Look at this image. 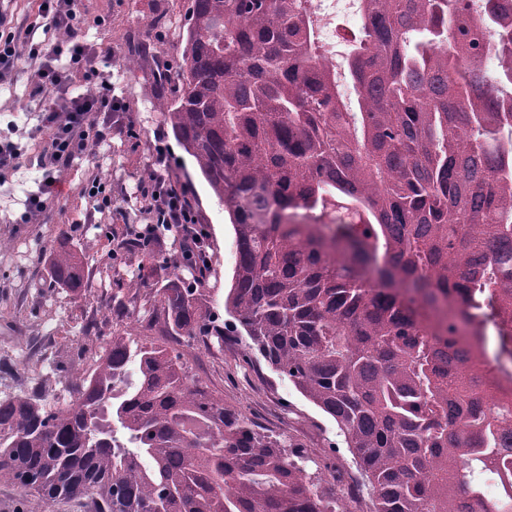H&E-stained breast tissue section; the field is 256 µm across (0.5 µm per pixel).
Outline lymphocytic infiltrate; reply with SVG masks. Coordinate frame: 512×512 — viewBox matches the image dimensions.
<instances>
[{
    "label": "lymphocytic infiltrate",
    "instance_id": "f902f5d3",
    "mask_svg": "<svg viewBox=\"0 0 512 512\" xmlns=\"http://www.w3.org/2000/svg\"><path fill=\"white\" fill-rule=\"evenodd\" d=\"M39 15L46 29L56 32L54 42L34 41L5 27V14L0 13V81L7 80L17 68L20 56L37 62L38 90L45 93L41 104V126L49 133L39 156L45 180L40 193L30 195L27 216H35L45 208L44 195L52 192V178L57 168L84 156L89 142H102L112 133L113 113L124 105L112 95L109 76L112 53L99 50L79 35V17L73 0H40ZM82 75L96 86L95 92H73V78ZM152 163L147 178L139 187L151 220L147 231L137 233V240L152 244L162 228L180 227L183 231L182 260L195 263L197 269L207 267L203 236L194 229L195 212L186 187L173 176L165 146L155 142L151 148Z\"/></svg>",
    "mask_w": 512,
    "mask_h": 512
}]
</instances>
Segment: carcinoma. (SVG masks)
Returning <instances> with one entry per match:
<instances>
[{"instance_id": "1", "label": "carcinoma", "mask_w": 512, "mask_h": 512, "mask_svg": "<svg viewBox=\"0 0 512 512\" xmlns=\"http://www.w3.org/2000/svg\"><path fill=\"white\" fill-rule=\"evenodd\" d=\"M359 2L356 111L314 0H188L155 106L232 224L224 310L335 421L374 512H512V3ZM46 262L86 287L66 232ZM181 268L162 332L191 337L210 299ZM67 390L0 397V481L47 506L348 512L178 351L114 336Z\"/></svg>"}]
</instances>
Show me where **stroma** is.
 Masks as SVG:
<instances>
[{
	"mask_svg": "<svg viewBox=\"0 0 512 512\" xmlns=\"http://www.w3.org/2000/svg\"><path fill=\"white\" fill-rule=\"evenodd\" d=\"M86 40L112 52V95L123 100L122 115L131 132L113 131L111 138L64 169L57 197L42 215L22 222L26 193L37 191L41 173L36 159L43 137H31L41 101L35 93L36 66L21 60L10 80L0 82V134L11 136L24 148L22 167L0 171V393L10 394L40 386L48 402L59 406L69 400L63 380L79 362L94 366L95 356L113 337L138 341L158 338L160 312L156 292L165 282L163 260L179 257L182 232L164 230L152 245L155 263L141 252L121 248L132 229H144L147 215L139 192L151 164L149 145L162 133L172 172L189 186L199 225L206 232L209 268L198 287L214 298L212 314L223 336L180 338L177 347L196 377L217 391L226 405L260 426L265 433L283 436L303 447L309 474L336 483V493L350 512H371L372 492L367 482L356 491L337 483L341 473L358 466L337 433L335 422L308 403L274 372L261 356L250 351L224 311V296L235 265L233 229L224 207L214 196L189 156L174 136L163 113L152 105L159 91L160 64H176L180 46L167 33L176 19L181 0H75ZM363 26L358 9H337L332 35L321 44L336 66H343L350 42ZM151 44V59L137 69L126 66L134 45ZM99 178L112 189V203L91 207L85 189ZM67 231L89 266L88 285L72 292L54 285L46 265V252L59 231ZM133 272L137 290L127 281L102 277L107 266ZM92 499L42 502L10 483H0V512H94Z\"/></svg>",
	"mask_w": 512,
	"mask_h": 512,
	"instance_id": "obj_1",
	"label": "stroma"
}]
</instances>
